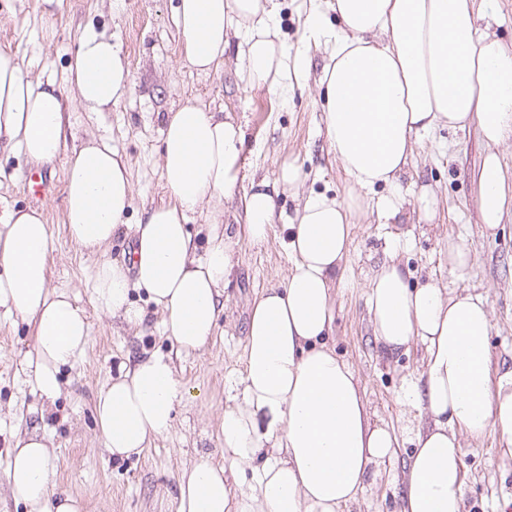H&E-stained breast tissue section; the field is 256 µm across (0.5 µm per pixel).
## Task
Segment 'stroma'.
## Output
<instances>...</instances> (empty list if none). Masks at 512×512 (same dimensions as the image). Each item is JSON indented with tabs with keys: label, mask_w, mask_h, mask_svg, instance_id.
Listing matches in <instances>:
<instances>
[{
	"label": "stroma",
	"mask_w": 512,
	"mask_h": 512,
	"mask_svg": "<svg viewBox=\"0 0 512 512\" xmlns=\"http://www.w3.org/2000/svg\"><path fill=\"white\" fill-rule=\"evenodd\" d=\"M177 0H0V49L24 55L31 78L62 87L70 134L62 148L90 137L110 140L125 157L133 205L125 221L137 223L144 206L166 196L160 150L166 114L190 101L202 109L229 114L242 128L245 174L275 178L283 163L300 168L296 193L281 195L284 214L309 194L343 196L348 178L329 151L318 79L324 63L316 45L305 46L311 61L304 90L282 98L246 85L234 58L206 73L183 54V36L175 24ZM111 34L129 70L131 91L103 112H90L76 100L66 81L68 65L86 27ZM483 145L477 128L442 129L415 147V162L402 175L408 199L396 217L376 209L355 215L352 241L336 282V324L330 341L355 371L373 423L394 431L399 448L390 461L369 475L363 492L347 512H398L403 465L411 439L426 421L417 405L402 398L422 364V347L385 354L369 321L366 297L379 265L398 260L410 283L436 279L441 286L464 285L487 296L492 329V369L512 368V214L496 233L483 230L475 172ZM32 167L23 157L0 155V215L28 207L26 184ZM46 174L54 192L41 210L53 233L49 257L50 287L68 291L89 315L90 336L83 356L61 372V391L46 398L26 381L24 357L32 348V328L0 312V512H27L14 503L7 482L9 450L18 433L44 435L53 450V481L60 492L81 499L83 512H177L178 472L206 459L224 462L220 432L228 403L227 385L243 369L249 309L264 290L283 286L292 261L284 224L273 225L265 242L252 243L243 224L240 183L224 203L225 232L238 263L225 289L217 333L198 352L175 354L163 316L144 289L130 288L129 300L144 319L132 325L96 309L90 279L96 258L70 239L63 223L65 163ZM437 196L434 218L419 212L420 187ZM455 237L475 254L464 281L448 270L445 242ZM153 353L175 354L176 377L192 396L175 408L171 429L142 455L112 457L104 448L94 414L95 396L128 362ZM467 481L466 512H512V463L500 459L497 436H462Z\"/></svg>",
	"instance_id": "1"
}]
</instances>
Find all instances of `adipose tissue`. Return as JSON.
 <instances>
[{
  "mask_svg": "<svg viewBox=\"0 0 512 512\" xmlns=\"http://www.w3.org/2000/svg\"><path fill=\"white\" fill-rule=\"evenodd\" d=\"M277 0H178L184 55L207 72L235 48L250 87L288 96L310 63L288 52L273 24ZM333 12L335 26L324 24ZM301 37L324 45L319 78L326 138L348 177L343 198L308 196L290 218L293 266L284 287L263 291L246 326L244 368L229 386L221 433L224 463L199 461L178 476V512H344L372 466L391 458L395 436L372 423L358 379L325 338L333 330L332 294L351 241L362 191L385 188L376 207L389 217L404 206L402 174L415 145L438 129L477 126L486 145L478 206L486 230L512 210V180L497 152L512 137V47L481 30L475 0H309ZM79 103L100 112L131 90L120 48L87 29L69 63ZM63 93L31 80L22 57L0 49V149L50 167L66 140ZM243 132L230 116L185 103L166 116L162 169L166 199L144 209L132 230V259L102 258L132 205L126 161L111 142L89 138L67 160L64 222L71 239L99 255L91 284L95 306L129 323L141 313L129 286L146 290L179 351L211 342L221 297L236 264L221 230L222 205L244 178ZM300 169L284 164L276 181H251L243 198L250 240L263 241L278 218L279 189ZM206 213L197 244L190 215ZM53 235L42 212L0 215V309L33 328L25 357L29 384L45 397L61 389L89 338L88 314L49 286ZM376 340L390 353L423 346L422 371L407 398L429 422L415 436L403 477L400 512H464L461 435L499 437L512 460V370L492 374L491 322L484 296L412 287L396 260L383 263L367 293ZM184 388L171 358L152 355L123 367L97 394L94 409L105 448L127 457L171 428ZM44 437L17 438L8 484L30 512H82L81 501L52 484Z\"/></svg>",
  "mask_w": 512,
  "mask_h": 512,
  "instance_id": "1",
  "label": "adipose tissue"
}]
</instances>
